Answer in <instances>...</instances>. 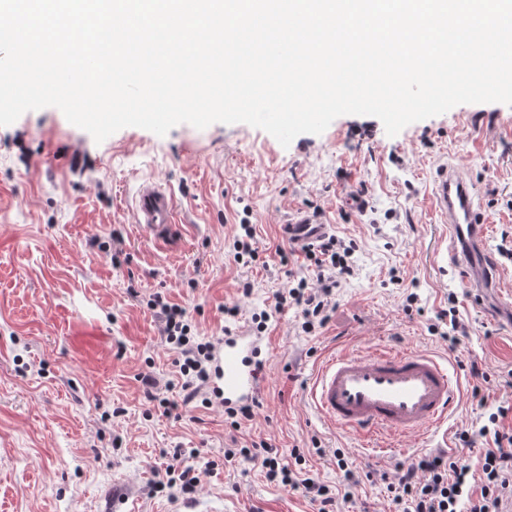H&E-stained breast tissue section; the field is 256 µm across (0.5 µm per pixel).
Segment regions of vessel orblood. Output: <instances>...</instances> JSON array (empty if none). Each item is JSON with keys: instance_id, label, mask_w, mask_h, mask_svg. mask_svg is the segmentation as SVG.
<instances>
[{"instance_id": "vessel-or-blood-1", "label": "vessel or blood", "mask_w": 512, "mask_h": 512, "mask_svg": "<svg viewBox=\"0 0 512 512\" xmlns=\"http://www.w3.org/2000/svg\"><path fill=\"white\" fill-rule=\"evenodd\" d=\"M429 204L448 229V257L467 266L465 282L481 303H498L483 252L488 224L470 184L452 164L441 165L434 177ZM135 222L142 236L169 244L180 226L177 205L160 185L146 182L134 197ZM295 243L327 234V225L298 214L283 226ZM267 340L246 327L226 332L213 355L215 392L225 407L254 403L262 390L260 359ZM459 382L448 367L425 352L376 348L366 354L343 351L318 368L311 401L327 422L356 433L379 448L396 437L447 422Z\"/></svg>"}]
</instances>
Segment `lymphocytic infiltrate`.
Returning <instances> with one entry per match:
<instances>
[{"label": "lymphocytic infiltrate", "instance_id": "1", "mask_svg": "<svg viewBox=\"0 0 512 512\" xmlns=\"http://www.w3.org/2000/svg\"><path fill=\"white\" fill-rule=\"evenodd\" d=\"M303 251L316 270L317 285L309 287L303 277L293 280L278 295L276 305L295 307L303 331L309 333L328 322L335 288L353 273V247L327 236L304 246ZM148 306L163 323L166 345L177 354L182 391L187 399H195L211 379L212 343L195 340L185 308L168 303L159 294L149 300ZM511 414L512 408L498 406L478 429L458 433L457 440L464 449L475 447L480 440L492 439V447L484 450L477 465L445 453H429L409 465L397 466L395 477L380 473V481L386 482L392 495L393 512H503L505 498L512 495V427L504 425ZM240 456L260 460L269 481L301 492L317 503L318 512H340L362 484L361 477L349 468L344 452L339 449L334 457L343 478L334 488L305 475L301 467L303 455H295L293 464H286L279 450L267 442L224 452L228 463Z\"/></svg>", "mask_w": 512, "mask_h": 512}]
</instances>
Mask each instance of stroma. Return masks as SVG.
Returning a JSON list of instances; mask_svg holds the SVG:
<instances>
[{"label":"stroma","instance_id":"35a3bbf8","mask_svg":"<svg viewBox=\"0 0 512 512\" xmlns=\"http://www.w3.org/2000/svg\"><path fill=\"white\" fill-rule=\"evenodd\" d=\"M449 161L491 220V263L512 271L498 253L502 233L512 234V106L502 103L460 104L393 137L376 117L342 115L286 147L244 123L180 124L162 137L126 127L98 143L55 107L0 126V512H113L116 500L125 512H183L188 503L193 512H317L258 464H225V449L260 440L285 456L300 449L330 486L341 479L338 448L361 476L455 452L461 428L512 403L498 384L512 368V319L479 306L443 258L428 196ZM146 180L170 189L181 210L172 246L137 232L132 198ZM355 192L365 200L359 211L344 206ZM299 212L354 246V275L337 288L328 323L309 334L295 308H275L291 276L316 278L282 232ZM244 220L256 227L259 256L238 261L233 235ZM157 293L190 312L202 342L270 312L265 386L240 429L223 406L182 405L176 354L147 307ZM451 303L467 330L453 348L429 330ZM233 305L231 318L224 309ZM375 346L450 362L460 392L447 436L413 431L382 452L315 411L307 388L323 358ZM474 364L487 382L471 375ZM146 376L178 410L164 414L146 399ZM175 448L200 451L184 459L201 474L188 494L159 484Z\"/></svg>","mask_w":512,"mask_h":512}]
</instances>
